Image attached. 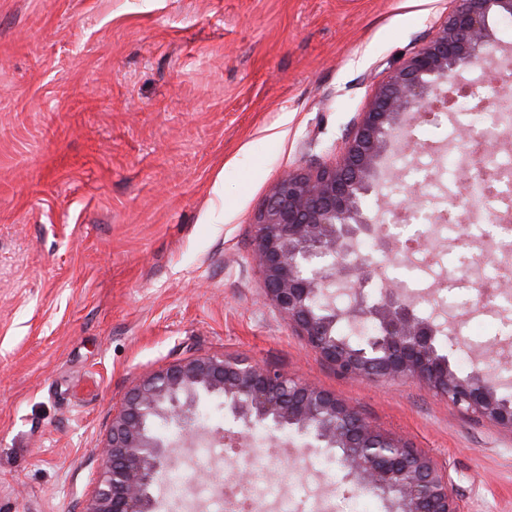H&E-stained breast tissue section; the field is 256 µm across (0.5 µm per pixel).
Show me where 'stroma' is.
Returning a JSON list of instances; mask_svg holds the SVG:
<instances>
[{
  "label": "stroma",
  "instance_id": "35a3bbf8",
  "mask_svg": "<svg viewBox=\"0 0 512 512\" xmlns=\"http://www.w3.org/2000/svg\"><path fill=\"white\" fill-rule=\"evenodd\" d=\"M453 0H0V512H83L112 415L149 374L192 356H243L335 393L451 478L460 512H512V431L416 379L341 376L262 296L253 221L276 181L333 165L376 83L428 42ZM489 55L457 73L512 89V27L493 17ZM458 118L419 119L367 200L380 224L456 173L433 146L466 144ZM410 225L391 257L370 238L357 266L374 286L438 288L483 242ZM448 327L512 356V312L448 294ZM199 425L242 432L220 397ZM295 437L270 496L305 488L323 512L356 492L311 472ZM176 460L194 487L235 486L233 451Z\"/></svg>",
  "mask_w": 512,
  "mask_h": 512
}]
</instances>
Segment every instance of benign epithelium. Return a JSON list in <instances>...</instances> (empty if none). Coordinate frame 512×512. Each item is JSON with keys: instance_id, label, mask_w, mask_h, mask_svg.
Returning a JSON list of instances; mask_svg holds the SVG:
<instances>
[{"instance_id": "obj_1", "label": "benign epithelium", "mask_w": 512, "mask_h": 512, "mask_svg": "<svg viewBox=\"0 0 512 512\" xmlns=\"http://www.w3.org/2000/svg\"><path fill=\"white\" fill-rule=\"evenodd\" d=\"M432 39L377 85L343 153L316 172H289L273 187L254 221L256 262L266 297L306 345L348 377L417 379L455 406L512 430V401L498 393V374L474 368L459 375L440 352V324L417 314L399 288L368 294L371 274L346 259L377 218L366 206L389 146L406 135L412 116L446 108L465 88L448 77L470 67L494 44L489 17H512V0H456ZM465 180L489 185L491 169L470 163ZM250 430L270 421L341 451L356 489L383 496L393 512H458L449 474L399 436L365 423L335 394L248 358L208 355L162 368L133 388L112 415L103 470L84 512H157V475L175 449L201 438L194 408L203 395ZM173 423L181 436L156 435L152 422Z\"/></svg>"}]
</instances>
